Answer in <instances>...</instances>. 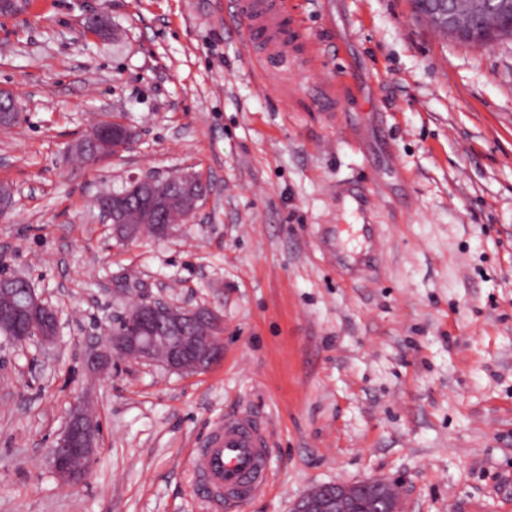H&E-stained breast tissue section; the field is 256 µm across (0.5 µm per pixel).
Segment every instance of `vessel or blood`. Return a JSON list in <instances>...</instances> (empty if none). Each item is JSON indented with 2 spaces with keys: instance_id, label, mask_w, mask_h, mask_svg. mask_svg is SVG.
Wrapping results in <instances>:
<instances>
[{
  "instance_id": "vessel-or-blood-1",
  "label": "vessel or blood",
  "mask_w": 512,
  "mask_h": 512,
  "mask_svg": "<svg viewBox=\"0 0 512 512\" xmlns=\"http://www.w3.org/2000/svg\"><path fill=\"white\" fill-rule=\"evenodd\" d=\"M236 6L239 33L244 44L255 49L257 63L272 59L279 71H287L296 54L295 37L285 22L287 0H236ZM356 237L358 244L352 248L326 236L321 239L323 250L353 281L367 279L376 271L383 248L377 225H360ZM268 448L266 429L252 414L243 412L225 420L194 456L202 491L223 495L229 512H235L241 502L264 490Z\"/></svg>"
}]
</instances>
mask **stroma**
Returning <instances> with one entry per match:
<instances>
[{"mask_svg": "<svg viewBox=\"0 0 512 512\" xmlns=\"http://www.w3.org/2000/svg\"><path fill=\"white\" fill-rule=\"evenodd\" d=\"M108 18L99 36L92 11ZM235 0H29L0 17V264L60 318L48 351L0 335V512H226L199 447L239 410L270 440L267 488L236 512L387 478L404 512H512V39L441 35L413 0H288V72L254 62ZM122 117L130 150L72 143ZM184 170L209 190L173 233L117 242L95 199ZM370 197L374 280H340L323 229ZM224 318V357L180 376L82 357L131 299ZM90 399L102 439L63 487L50 448Z\"/></svg>", "mask_w": 512, "mask_h": 512, "instance_id": "1", "label": "stroma"}]
</instances>
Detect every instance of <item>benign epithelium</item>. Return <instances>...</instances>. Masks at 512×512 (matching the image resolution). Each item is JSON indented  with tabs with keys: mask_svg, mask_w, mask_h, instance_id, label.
Here are the masks:
<instances>
[{
	"mask_svg": "<svg viewBox=\"0 0 512 512\" xmlns=\"http://www.w3.org/2000/svg\"><path fill=\"white\" fill-rule=\"evenodd\" d=\"M417 3L418 14L450 36L485 45L498 36V30L490 26L500 18L497 0H472V14L479 19L476 24L461 22L456 0ZM3 115L13 122L21 117L14 98L0 90V117ZM111 137L119 143L118 149H126L134 141V132L126 124L114 122ZM157 182L159 178L152 175L137 177L128 190L112 196L108 206L100 208L101 221L112 225L117 239L134 240L133 231L118 216L130 194H140L148 209L166 210V201L156 193ZM182 188L181 218L187 220L195 213L206 185L199 175L187 172L182 175ZM17 280V276L0 273V333L39 348L54 344L60 333L57 314L30 282L21 288L12 287ZM132 317L130 330H111L100 344L86 352L91 369L105 371L116 358L158 363L172 373L194 374L208 370L223 358L224 319L214 309L178 307L164 297H154L140 302ZM99 436L100 424L88 413L85 403L74 404L51 451L54 472L64 486L74 488L86 480ZM367 502L376 506V512H402L398 486L377 478L320 485L296 499L291 512H365Z\"/></svg>",
	"mask_w": 512,
	"mask_h": 512,
	"instance_id": "obj_1",
	"label": "benign epithelium"
}]
</instances>
